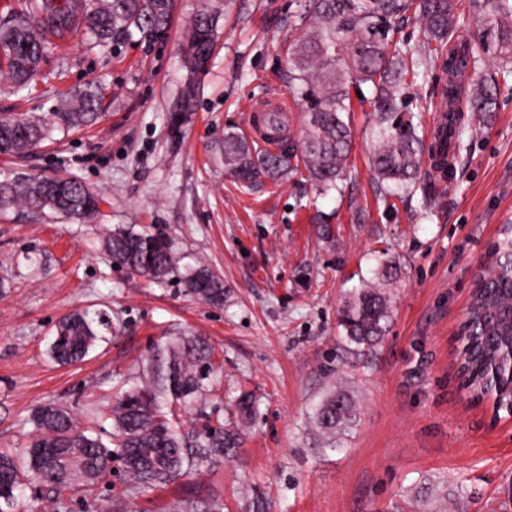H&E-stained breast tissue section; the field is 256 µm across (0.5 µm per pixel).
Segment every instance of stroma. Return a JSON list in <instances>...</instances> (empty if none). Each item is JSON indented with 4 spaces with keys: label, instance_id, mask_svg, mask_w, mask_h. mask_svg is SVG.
Masks as SVG:
<instances>
[{
    "label": "stroma",
    "instance_id": "35a3bbf8",
    "mask_svg": "<svg viewBox=\"0 0 512 512\" xmlns=\"http://www.w3.org/2000/svg\"><path fill=\"white\" fill-rule=\"evenodd\" d=\"M299 0H228L211 63L181 135L168 115L187 71L180 50L199 0H177L163 43L138 39L105 50L74 39L39 78L16 90L0 81V116L46 114L75 88L100 79L112 103L100 123L0 158V179L75 176L96 189L91 224L22 207L0 211V448H16L34 407L70 406L98 425L123 379L169 336L204 338L215 393L178 409L184 428L241 425L235 455L159 489L109 481L122 512H412L411 489L446 477L449 504L512 512V423L473 402L455 365V338L479 263L501 225L512 224V89H501L478 138L456 155L455 184L436 212L419 201L387 208L370 165L369 108L348 115L353 132L344 193L316 196L295 176L240 187L224 172L225 130L251 137L250 107L288 95L286 46ZM365 209L356 223V209ZM330 214L329 238L310 221ZM117 229L160 233L180 260L156 283L113 264L102 239ZM400 265L386 287L392 321L384 339L346 353L338 308L374 276L379 259ZM207 264L224 280L215 307L189 294L187 270ZM103 309L117 328L80 363L48 355L56 323ZM345 389L360 420L343 449L319 448L314 404ZM255 412L240 423L236 400Z\"/></svg>",
    "mask_w": 512,
    "mask_h": 512
}]
</instances>
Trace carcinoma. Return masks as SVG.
Returning a JSON list of instances; mask_svg holds the SVG:
<instances>
[{"label":"carcinoma","instance_id":"carcinoma-1","mask_svg":"<svg viewBox=\"0 0 512 512\" xmlns=\"http://www.w3.org/2000/svg\"><path fill=\"white\" fill-rule=\"evenodd\" d=\"M478 16V33L464 37L458 0H304L296 15L302 30L287 48L288 88L304 112L300 149L280 145L276 153H260L231 129L224 131V170L244 186L268 179L274 183L301 172L321 194L344 193L352 150V131L344 114L353 111L350 88L361 93L360 105L375 113L371 163L379 197L387 200L418 191L424 210L432 212L453 181L447 157L470 145L494 110L499 87L512 80V0H470ZM174 0H22V6L0 15V78L23 87L56 50L82 35L92 47H105L139 36L156 41L168 31ZM221 7L202 0L190 21L184 48L188 78L178 93L170 120L180 129L198 97L193 58L213 51ZM411 19L423 30L416 42L402 35L400 21ZM498 62L485 70V62ZM439 68L443 83L429 90L440 96L445 114L435 137L436 176L422 170L424 125L413 102L421 96L429 72ZM471 78L466 107L478 122H466L456 106L462 85ZM112 97L101 82L73 91L47 118L23 114L0 118V156H19L50 139L59 128L91 126L106 116ZM95 189L77 177L8 179L0 181V209L17 205L80 223L99 212ZM112 262L154 281L178 265L170 240L160 234L116 230L105 238ZM497 261L472 296L469 321L462 325L459 351L466 389L475 398L490 388L487 377L498 368L508 385L509 357L498 343L499 331L489 321L501 306H512V224L501 227L493 243ZM400 267L383 260L375 280L354 289L340 309L342 339L352 351L378 345L389 329L391 303L384 285ZM187 292L202 302L224 304V280L200 264L184 277ZM112 332L108 313L77 310L55 326L50 357L61 364L85 359L97 342ZM211 349L200 337L157 343L137 372L124 380L95 429L83 425L74 411L57 403L34 409V432L21 448H0V512H71V503L93 499L95 512H119L101 485L116 458H134L124 466L136 488L165 485L205 464L231 455L241 445L237 429L185 430L176 408L187 406L206 391ZM313 420L322 448L341 450L339 435L357 421L356 404L341 390L326 392L314 406ZM110 423L105 427L104 423ZM34 495H23L24 488ZM447 480H428L416 489L417 512H447L435 496ZM52 493L48 503L40 492Z\"/></svg>","mask_w":512,"mask_h":512}]
</instances>
